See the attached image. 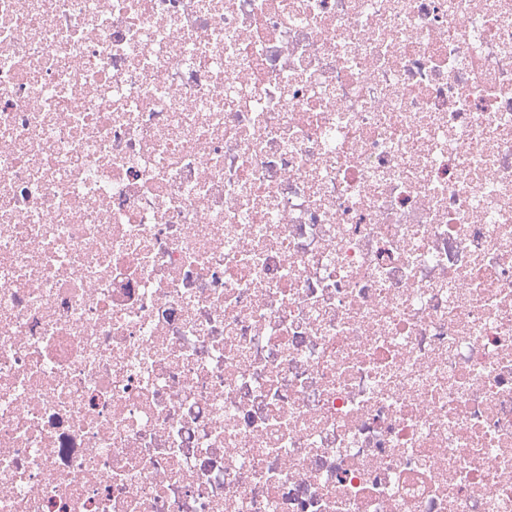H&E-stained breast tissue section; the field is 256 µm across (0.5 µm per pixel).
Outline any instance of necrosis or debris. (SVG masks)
<instances>
[{
	"instance_id": "4bbe7bcc",
	"label": "necrosis or debris",
	"mask_w": 512,
	"mask_h": 512,
	"mask_svg": "<svg viewBox=\"0 0 512 512\" xmlns=\"http://www.w3.org/2000/svg\"><path fill=\"white\" fill-rule=\"evenodd\" d=\"M0 512H512V0H0Z\"/></svg>"
}]
</instances>
